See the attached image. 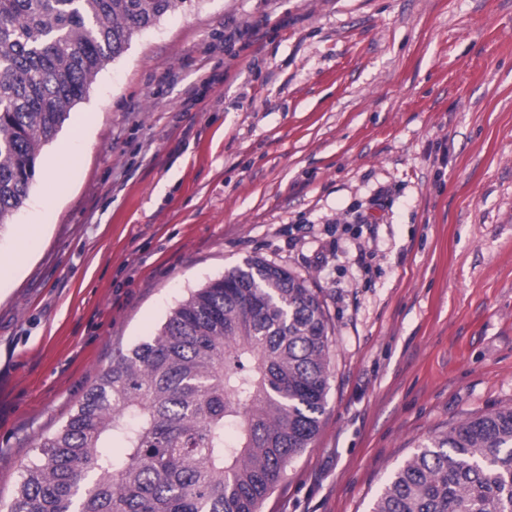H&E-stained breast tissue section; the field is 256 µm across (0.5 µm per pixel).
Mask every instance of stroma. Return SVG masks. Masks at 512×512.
Returning <instances> with one entry per match:
<instances>
[{
	"instance_id": "1",
	"label": "stroma",
	"mask_w": 512,
	"mask_h": 512,
	"mask_svg": "<svg viewBox=\"0 0 512 512\" xmlns=\"http://www.w3.org/2000/svg\"><path fill=\"white\" fill-rule=\"evenodd\" d=\"M11 254L0 512L113 358L252 257L334 329L319 431L261 512H369L421 442L512 406V0H193L43 146Z\"/></svg>"
}]
</instances>
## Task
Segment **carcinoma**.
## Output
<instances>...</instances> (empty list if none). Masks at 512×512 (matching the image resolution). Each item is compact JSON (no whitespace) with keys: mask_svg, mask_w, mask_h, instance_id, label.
<instances>
[{"mask_svg":"<svg viewBox=\"0 0 512 512\" xmlns=\"http://www.w3.org/2000/svg\"><path fill=\"white\" fill-rule=\"evenodd\" d=\"M190 2L0 0V226L104 64ZM331 333L306 279L247 259L112 360L8 512H260L319 430ZM370 512H512V407L428 438Z\"/></svg>","mask_w":512,"mask_h":512,"instance_id":"obj_1","label":"carcinoma"}]
</instances>
